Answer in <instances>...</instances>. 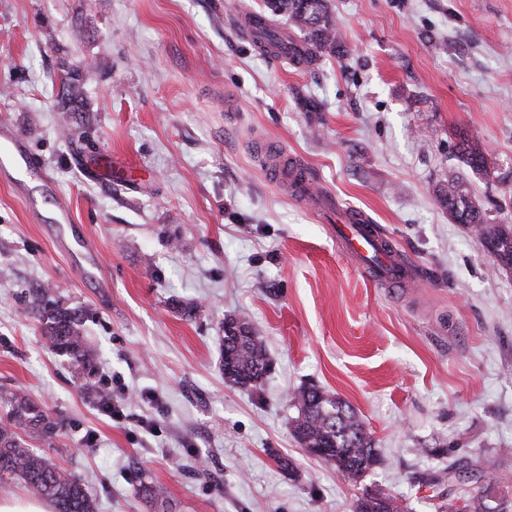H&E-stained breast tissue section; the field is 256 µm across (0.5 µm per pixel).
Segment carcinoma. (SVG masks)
Here are the masks:
<instances>
[{
  "label": "carcinoma",
  "mask_w": 512,
  "mask_h": 512,
  "mask_svg": "<svg viewBox=\"0 0 512 512\" xmlns=\"http://www.w3.org/2000/svg\"><path fill=\"white\" fill-rule=\"evenodd\" d=\"M273 16L285 15L289 28L300 34L290 38L288 58L305 57L311 66L324 56L344 58L350 54L345 37L336 25L328 0H264ZM66 87L67 111L82 106L80 80L62 78ZM459 160L472 171L489 176L488 153L483 144L465 135L458 142ZM440 201L451 218L469 227L478 242H486L489 257L499 268L512 271V224H498L489 212L470 199L467 181L458 177L438 189ZM51 289L32 294L26 315L40 323L49 348L69 358L76 366L83 388L102 405L112 400L110 391L97 379L98 351L90 345L81 329L82 311L59 305L47 306ZM242 318L226 316L223 322L221 370L224 382L243 388H258L271 367V359L259 336L237 337L231 333ZM295 416L289 419L292 434L304 449L328 451L323 461L332 465L345 479L359 480L378 463L374 439L363 420L348 403L315 386H303L290 398ZM0 479L22 484L34 497L44 500L53 512H99V502L91 496L80 478L66 472L45 455L29 447L25 437L53 439L63 429L61 417L43 408L35 399L0 390ZM139 492L152 503L164 502L166 492L149 481H140ZM489 490L466 499L457 512H494L489 504ZM354 512H403L393 496L361 497Z\"/></svg>",
  "instance_id": "1"
}]
</instances>
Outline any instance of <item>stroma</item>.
<instances>
[{"label": "stroma", "instance_id": "obj_1", "mask_svg": "<svg viewBox=\"0 0 512 512\" xmlns=\"http://www.w3.org/2000/svg\"><path fill=\"white\" fill-rule=\"evenodd\" d=\"M329 5L350 54L308 70L243 37L238 18L263 0H0V121L46 174L26 191L0 174V389L61 415L54 442L30 445L81 478L99 512H161L133 466L168 490V512H353L369 490L406 512H448L485 488L512 501V273L437 193L465 179L512 224V0ZM67 75L86 84L65 134ZM464 135L496 177L459 161ZM268 148L372 219L413 277L371 281L327 220L269 179ZM51 186L97 275L32 221L30 198ZM46 287L82 310L121 417L25 314ZM228 315L266 345L260 390L224 381ZM304 385L371 432L380 462L360 481L293 438L289 395ZM452 457L479 481L449 479Z\"/></svg>", "mask_w": 512, "mask_h": 512}]
</instances>
